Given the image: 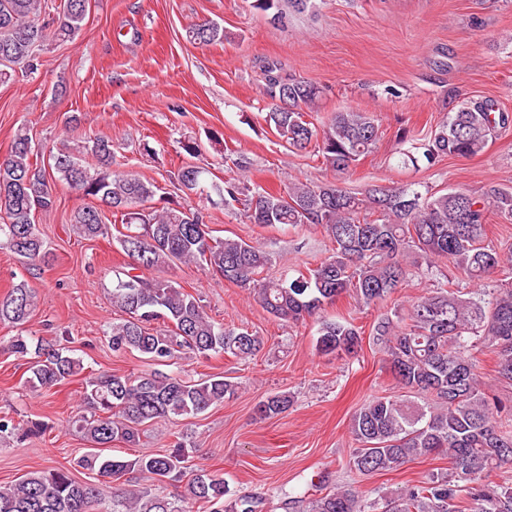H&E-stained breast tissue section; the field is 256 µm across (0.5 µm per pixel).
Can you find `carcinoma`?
Returning a JSON list of instances; mask_svg holds the SVG:
<instances>
[{
	"label": "carcinoma",
	"mask_w": 512,
	"mask_h": 512,
	"mask_svg": "<svg viewBox=\"0 0 512 512\" xmlns=\"http://www.w3.org/2000/svg\"><path fill=\"white\" fill-rule=\"evenodd\" d=\"M297 0H256L280 22ZM87 0H62L56 23L39 25L41 0H0V78L10 72L33 73L35 51L49 39L69 41L81 29ZM203 44L224 40L217 23L190 28ZM306 81H288V107L274 104L265 121L288 147L305 150L315 142L322 164L336 175L372 151L379 127L367 112L335 113L320 127L306 120L321 98ZM512 118L492 100L476 101L448 114V120L424 144L430 164L442 156L470 158L482 153ZM89 154L93 163L81 156ZM31 139L15 134L10 152L0 160V245L32 270L50 263L34 215L53 209L56 183L98 202L76 209L69 224L74 234L94 239L108 233L104 210L121 223L117 242L131 259L112 278V306L125 318L106 330L112 351H135L159 365L224 354L246 359L263 345L247 329L229 327L208 316L201 300L170 279L145 272L162 266L194 264L248 291L277 319L312 318L319 323L316 349L329 355L353 353L361 342L348 321L324 319L322 311L351 293L365 305L386 301L412 276L407 258L426 269L446 260L476 291L438 288L410 301L407 313L381 317L374 339L401 389L424 394L422 406L407 398L374 397L351 419L358 443L351 469L364 476L393 470L419 457L446 456L448 469L417 484L399 488L381 500H362L350 489H333L305 505L303 512H512V427L502 423L501 400L486 392L478 356L495 363L494 380L512 386V247L487 241V224L495 215L512 223V189L489 186L481 195L463 190L423 193L411 187L368 189L362 198L334 182L297 180L283 193L248 182L210 184L226 206L240 204L246 217L262 227H320L334 243L330 256L313 269H290L269 275L270 255L259 245L214 238L204 215L191 202L153 204L154 183L112 169V141L97 136L78 147L62 145L51 155V170L33 162ZM208 171L188 163L177 172L179 185L191 183L205 192ZM504 275L487 287V280ZM36 308L35 291L22 281L0 295V322L26 324ZM12 353L36 361L26 383L50 389L83 370L80 358L32 335L18 334ZM237 383L222 376L192 381L175 372L154 371L137 377L102 371L85 379L76 429L92 448L71 466L33 471L15 484L0 486V512H91L106 498L110 512H189L202 503L210 512H265L257 495L224 504L229 484L224 475L204 468L188 471L189 449L180 442L158 453L133 459L102 455L115 441L134 444L139 427L157 419L194 416L224 402ZM291 399L274 393L261 401L258 415L270 419L288 411ZM106 479V485L79 482L72 469ZM498 472L500 481L483 478ZM137 472L150 485L124 488L126 475ZM185 483L184 493L167 497L157 487Z\"/></svg>",
	"instance_id": "obj_1"
}]
</instances>
